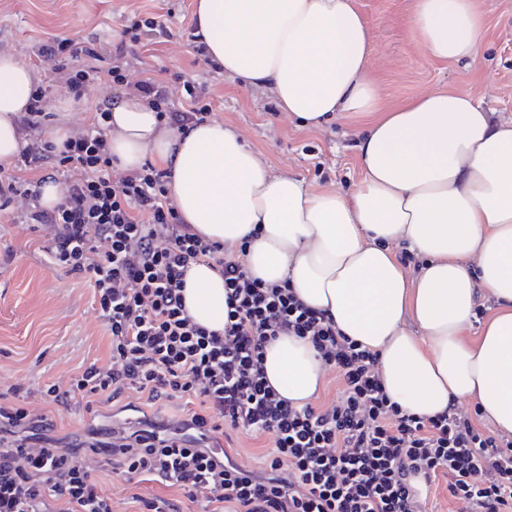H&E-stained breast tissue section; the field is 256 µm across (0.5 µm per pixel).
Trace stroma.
I'll return each instance as SVG.
<instances>
[{"label":"stroma","instance_id":"stroma-1","mask_svg":"<svg viewBox=\"0 0 512 512\" xmlns=\"http://www.w3.org/2000/svg\"><path fill=\"white\" fill-rule=\"evenodd\" d=\"M415 0H355L374 44L370 75L382 106L424 93L470 94L498 120H512V0H475L484 20L482 58L473 66L430 59L412 36ZM196 0H0V41L48 83L49 65L33 53L56 36L92 43L108 67L133 10L153 13L169 38L137 47L151 77L185 73L206 86L213 118L240 134L275 176H296L314 190H350L362 177L355 144L360 121L340 113L318 129L280 112L269 89L213 73L188 45ZM47 230L18 224L0 209V392L19 386L37 395L109 358L110 336L93 309L82 275L49 267Z\"/></svg>","mask_w":512,"mask_h":512}]
</instances>
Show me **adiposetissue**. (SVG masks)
Segmentation results:
<instances>
[{
    "label": "adipose tissue",
    "instance_id": "adipose-tissue-1",
    "mask_svg": "<svg viewBox=\"0 0 512 512\" xmlns=\"http://www.w3.org/2000/svg\"><path fill=\"white\" fill-rule=\"evenodd\" d=\"M197 24L231 79L271 87L281 111L317 128L335 114L367 120L351 191H314L271 175L241 137L211 121L162 130L155 112L125 99L112 108L119 167L171 170L187 223L211 241L246 245L254 277L289 281L350 339L379 354L390 398L433 416L470 402L512 435V121H494L470 95L429 93L384 109L370 76L374 46L354 0H198ZM413 36L436 61L477 63L483 21L473 0H416ZM30 70L0 56V164L20 149L12 123L32 91ZM423 261L407 277L394 250ZM188 314L224 327V280L191 265ZM495 313L473 330L475 310ZM264 370L300 407L323 382L311 342L282 336Z\"/></svg>",
    "mask_w": 512,
    "mask_h": 512
}]
</instances>
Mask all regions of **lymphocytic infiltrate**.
<instances>
[{"label": "lymphocytic infiltrate", "instance_id": "obj_1", "mask_svg": "<svg viewBox=\"0 0 512 512\" xmlns=\"http://www.w3.org/2000/svg\"><path fill=\"white\" fill-rule=\"evenodd\" d=\"M94 54L68 37L38 48L53 87L35 86L16 115L22 147L13 174L0 178V208H12L15 223L50 231L49 264L88 276L111 336L107 364L49 385L40 400L90 414L100 396L131 390L146 405L194 398L199 409L166 426L113 433L104 448L91 436L73 446L48 435L41 407L0 393V512H117L98 488L104 471L123 478L125 501L139 512H178L172 500L141 494V482L151 480L200 512H425L423 492L441 474L466 512H512V447L458 408L423 417L392 402L375 352L344 336L288 283L254 278L240 253L225 252L182 219L167 170L149 161L119 168L111 101L73 125L63 144L48 138L54 91L79 102L102 84L155 112L160 128L210 121L205 86L183 73L144 76L134 51L102 71L88 63ZM45 169L62 186L51 209L29 177ZM200 262L224 279L220 332L195 323L183 304L186 273ZM288 335L310 339L336 371L339 387L326 406L294 407L267 382L265 348ZM224 430L268 435L263 467L216 453L208 437Z\"/></svg>", "mask_w": 512, "mask_h": 512}]
</instances>
